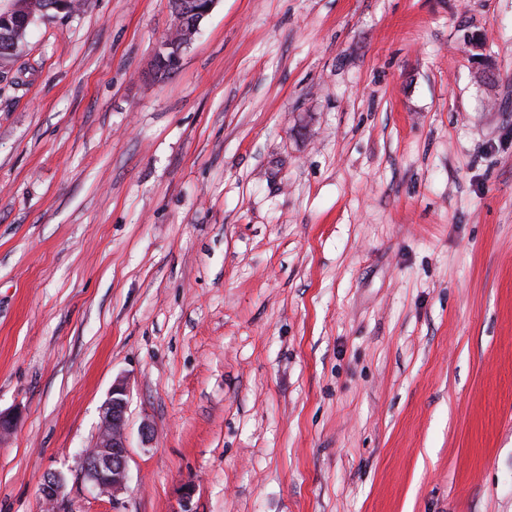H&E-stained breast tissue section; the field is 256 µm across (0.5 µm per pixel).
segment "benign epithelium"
<instances>
[{
  "instance_id": "1",
  "label": "benign epithelium",
  "mask_w": 512,
  "mask_h": 512,
  "mask_svg": "<svg viewBox=\"0 0 512 512\" xmlns=\"http://www.w3.org/2000/svg\"><path fill=\"white\" fill-rule=\"evenodd\" d=\"M218 0H172L176 25L184 34L178 38L166 37L158 45L153 61L155 74L165 76L173 72L183 52L192 44L204 19ZM35 0H11V5L0 10V44L8 51H18V35L34 20ZM128 388L122 381L112 384L100 407L101 422L91 446L84 449L79 459L82 478L99 493L115 498L126 490L128 481L127 458ZM66 479L60 472H49L39 487L42 502L52 512H69L65 507Z\"/></svg>"
}]
</instances>
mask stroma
<instances>
[{
	"mask_svg": "<svg viewBox=\"0 0 512 512\" xmlns=\"http://www.w3.org/2000/svg\"><path fill=\"white\" fill-rule=\"evenodd\" d=\"M173 23L0 68V512H512V0H218L160 77ZM127 410V385L117 381L100 407L101 422L95 439L79 459L82 478L112 499L126 490L128 481ZM66 479L60 472H49L44 477L39 487V494L42 502L47 505L50 511L69 512L66 508Z\"/></svg>",
	"mask_w": 512,
	"mask_h": 512,
	"instance_id": "stroma-1",
	"label": "stroma"
}]
</instances>
